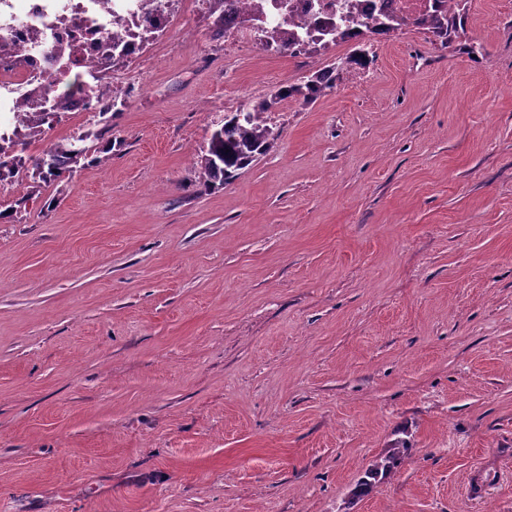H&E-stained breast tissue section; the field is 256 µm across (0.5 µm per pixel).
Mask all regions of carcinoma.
Returning a JSON list of instances; mask_svg holds the SVG:
<instances>
[{"instance_id": "carcinoma-1", "label": "carcinoma", "mask_w": 512, "mask_h": 512, "mask_svg": "<svg viewBox=\"0 0 512 512\" xmlns=\"http://www.w3.org/2000/svg\"><path fill=\"white\" fill-rule=\"evenodd\" d=\"M434 8L431 13L412 21L378 13L364 20L350 14L342 13L336 23H328L320 28L322 37L308 44L304 52H317L326 46L346 43L360 44L369 37L387 39L403 28L413 26L421 28L440 41L441 46L448 47L451 35L457 26L461 25L464 13L461 12V0H433ZM209 10L214 16L213 36L224 38V0H210ZM259 43L266 47H274L279 51L289 52L295 41V32L291 21L271 33L262 27H257ZM370 60L363 50L359 49L346 57L336 66L313 72L298 83H283L259 101L242 103L245 117L238 118V112L224 115V123L216 129L210 138L207 148L200 152L195 159V174L198 187L207 190L215 185H224L237 178L242 170L251 165L260 156L273 147L276 135L267 123L266 113L274 110L279 103L288 98H301L310 103L326 91L336 87L339 72L349 67L365 68ZM102 104L98 115L109 112L123 111L127 105V94H119L110 86H104ZM45 112H18V124L27 128L29 135L35 137L41 134V127L46 121ZM95 140L91 146L85 145L88 139ZM12 140L0 141V182L12 179L24 168L22 159L11 155ZM112 141L104 139V133L83 132L68 138L64 142L52 145L42 155L32 160L31 177L49 185L65 176H72L80 164L87 165L99 162L98 154L110 150ZM405 449L395 448L389 455L375 461L360 481L359 491H367L372 481L380 476L388 475L396 467Z\"/></svg>"}]
</instances>
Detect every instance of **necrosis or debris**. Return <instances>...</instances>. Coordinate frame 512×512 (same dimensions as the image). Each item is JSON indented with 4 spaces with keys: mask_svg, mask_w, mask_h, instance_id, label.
<instances>
[{
    "mask_svg": "<svg viewBox=\"0 0 512 512\" xmlns=\"http://www.w3.org/2000/svg\"><path fill=\"white\" fill-rule=\"evenodd\" d=\"M342 0H262L263 23L293 19L297 49L335 21ZM171 22L154 0H0V114L42 112L61 90L80 84L73 112L95 111L105 59L99 44L118 41L126 59L144 53L143 33L163 35Z\"/></svg>",
    "mask_w": 512,
    "mask_h": 512,
    "instance_id": "1",
    "label": "necrosis or debris"
}]
</instances>
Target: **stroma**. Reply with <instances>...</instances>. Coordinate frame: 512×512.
<instances>
[{
	"label": "stroma",
	"instance_id": "obj_1",
	"mask_svg": "<svg viewBox=\"0 0 512 512\" xmlns=\"http://www.w3.org/2000/svg\"><path fill=\"white\" fill-rule=\"evenodd\" d=\"M462 9L282 102L219 189L225 113L352 45L243 49L172 0L124 112L18 136L114 146L0 183V512H512V0ZM104 134L103 131L96 133L87 131L71 136L65 142L52 145L42 155L32 160V179L34 182L50 185L66 175L71 177L85 164L98 163L97 154L108 152L112 146V140L104 141ZM91 137L93 142L98 141V143L91 146L85 145L84 143ZM81 162H83L82 165H80ZM54 170H57V173H54ZM406 450L407 448H393L389 455L372 463L360 481L359 491H367L372 485V480L375 481L379 476L388 475L400 463Z\"/></svg>",
	"mask_w": 512,
	"mask_h": 512
}]
</instances>
